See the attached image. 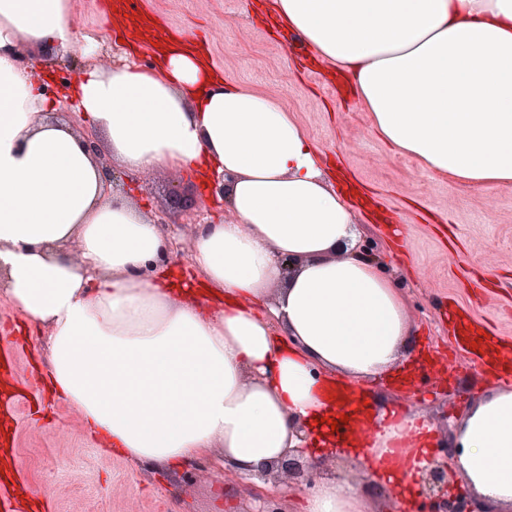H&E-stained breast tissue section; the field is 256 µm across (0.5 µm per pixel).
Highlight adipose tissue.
Wrapping results in <instances>:
<instances>
[{
	"instance_id": "ef3b65f1",
	"label": "adipose tissue",
	"mask_w": 512,
	"mask_h": 512,
	"mask_svg": "<svg viewBox=\"0 0 512 512\" xmlns=\"http://www.w3.org/2000/svg\"><path fill=\"white\" fill-rule=\"evenodd\" d=\"M67 0H0V270L49 330L52 391L115 453L178 470L224 450L244 475L291 452L352 457L378 489L416 483L437 435L374 388L415 332L397 280L356 249L348 190L276 99L225 86L192 46L147 71L87 68L75 99L124 168L225 175L233 221L199 225L203 288L176 287L159 228L104 196V171L17 48L72 49ZM269 18L370 112L375 132L440 177L512 184V0H271ZM76 242L79 259L59 251ZM369 395L355 405L356 394ZM357 423L334 444L331 422ZM453 470L480 512H512V385L455 424ZM303 512H371L365 487L324 477Z\"/></svg>"
}]
</instances>
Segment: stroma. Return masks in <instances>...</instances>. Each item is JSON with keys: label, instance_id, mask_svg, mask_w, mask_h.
Returning <instances> with one entry per match:
<instances>
[{"label": "stroma", "instance_id": "obj_1", "mask_svg": "<svg viewBox=\"0 0 512 512\" xmlns=\"http://www.w3.org/2000/svg\"><path fill=\"white\" fill-rule=\"evenodd\" d=\"M115 12H104L105 2ZM68 0L78 42L95 52L66 55L23 49L22 58L41 59L43 89L57 110L52 117L79 135L91 127L71 98L80 74L92 64L108 66L127 58L137 67L154 62L156 46L175 35L195 41L225 85L269 96L294 117L319 151L337 156L344 172L366 193L356 209L359 238L377 248L385 275L395 277L406 297L417 333L415 390L385 389L395 404H411L437 434L498 376L471 353L454 362L442 353L455 346L448 325L456 309L474 326H487L512 344V184L474 189L433 175L415 158L391 149L372 128V117L337 89L328 65L297 58L285 30L266 19L269 0ZM137 29V51L119 42L114 25ZM122 195L160 224L167 242L168 269L194 275L191 241L197 225L228 221L225 203H207L193 217L170 213L167 198L177 189L203 193L194 171L162 165L126 173ZM402 233L393 248L389 225ZM10 334L8 372L0 371V401L14 398L10 449L0 448L7 474L19 476L33 499L23 512H243L254 494L277 491L284 512H299L302 482L281 479L272 485L247 484L224 477L221 449L178 471L135 462L113 453L90 436L80 414L66 401L45 398L50 370L48 330L29 325L0 291V332Z\"/></svg>", "mask_w": 512, "mask_h": 512}]
</instances>
